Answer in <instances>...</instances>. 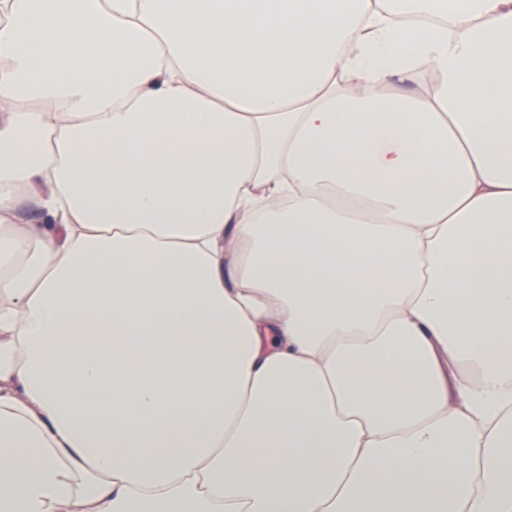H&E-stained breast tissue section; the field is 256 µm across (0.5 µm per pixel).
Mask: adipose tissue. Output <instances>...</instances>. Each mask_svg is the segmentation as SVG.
<instances>
[{"instance_id":"1","label":"adipose tissue","mask_w":512,"mask_h":512,"mask_svg":"<svg viewBox=\"0 0 512 512\" xmlns=\"http://www.w3.org/2000/svg\"><path fill=\"white\" fill-rule=\"evenodd\" d=\"M0 512H512V0H0Z\"/></svg>"}]
</instances>
